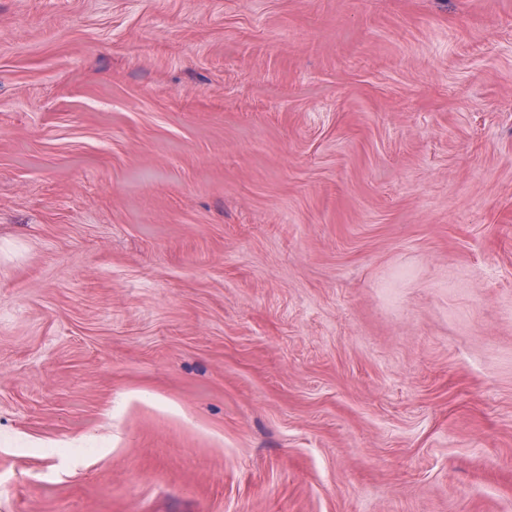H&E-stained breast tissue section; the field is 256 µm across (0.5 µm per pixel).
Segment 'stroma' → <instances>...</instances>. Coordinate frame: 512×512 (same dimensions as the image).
<instances>
[{
	"label": "stroma",
	"mask_w": 512,
	"mask_h": 512,
	"mask_svg": "<svg viewBox=\"0 0 512 512\" xmlns=\"http://www.w3.org/2000/svg\"><path fill=\"white\" fill-rule=\"evenodd\" d=\"M0 512H512V0H0Z\"/></svg>",
	"instance_id": "stroma-1"
}]
</instances>
